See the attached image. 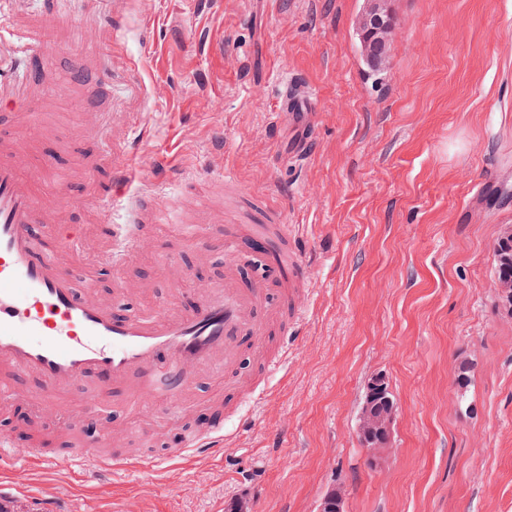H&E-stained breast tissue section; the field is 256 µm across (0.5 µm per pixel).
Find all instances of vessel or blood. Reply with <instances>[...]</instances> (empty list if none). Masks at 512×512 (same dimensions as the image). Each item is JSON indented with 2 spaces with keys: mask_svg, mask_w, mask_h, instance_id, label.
<instances>
[{
  "mask_svg": "<svg viewBox=\"0 0 512 512\" xmlns=\"http://www.w3.org/2000/svg\"><path fill=\"white\" fill-rule=\"evenodd\" d=\"M41 2L37 21L27 23L18 0H0V40L22 47L17 62H0V104L13 115L0 125V410L23 401L35 416L59 421L64 441L56 455L85 479L150 470L201 449L223 454L218 394L210 398L216 412L208 422L184 428L165 454L115 447L135 416L184 415L199 380L235 368L244 354L263 373L280 369L269 346L287 336L288 316L301 314L307 296L296 237L277 208H264L260 224L225 220L218 239L211 224L197 226L192 237L200 256L224 254L221 279L193 289L189 306L151 302L139 314H119L117 304L152 293L125 271L158 248L146 225L175 223L166 203L174 186L153 182L126 222H115L111 197L93 205L95 224L67 222L78 204L37 168L34 147L48 134L43 114L60 104L41 77L49 57L45 33L66 45L73 20L58 11L57 0ZM102 167L111 184L133 178L128 163L109 155L85 157L79 172L89 182ZM93 256L113 263L108 291L91 281L77 285L74 269ZM46 454L35 435L15 448L0 444V459L34 463Z\"/></svg>",
  "mask_w": 512,
  "mask_h": 512,
  "instance_id": "vessel-or-blood-1",
  "label": "vessel or blood"
}]
</instances>
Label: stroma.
Wrapping results in <instances>:
<instances>
[{"instance_id":"stroma-1","label":"stroma","mask_w":512,"mask_h":512,"mask_svg":"<svg viewBox=\"0 0 512 512\" xmlns=\"http://www.w3.org/2000/svg\"><path fill=\"white\" fill-rule=\"evenodd\" d=\"M82 22L43 75L67 81L99 24L96 0H60ZM388 68L374 79L355 23L366 0H118L124 39L103 35L111 94L90 130L84 107L46 113L36 162L70 166L91 135L127 143L139 194L169 161L197 169L182 209L221 199L208 168L282 206L309 273L310 304L276 373L241 372L258 404L226 422L227 448L91 484L33 465L23 487L0 464L13 512H316L341 486L344 512H512V305L495 247L512 233V0H391ZM311 93L281 108L280 91ZM130 270L169 296V256L196 288L202 262L168 226ZM396 406L392 451L357 435L366 386Z\"/></svg>"}]
</instances>
